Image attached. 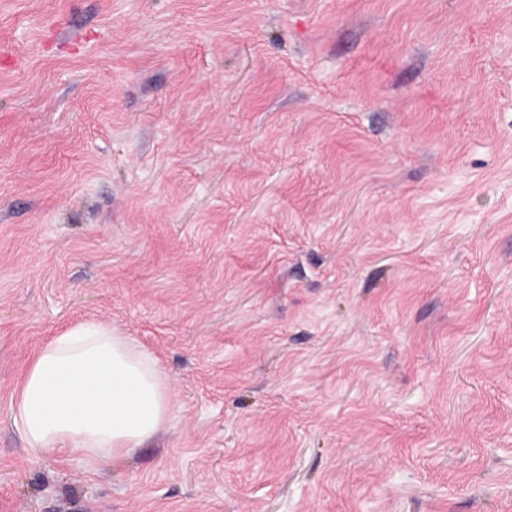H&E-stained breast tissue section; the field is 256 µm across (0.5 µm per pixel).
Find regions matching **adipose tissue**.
Masks as SVG:
<instances>
[{
  "label": "adipose tissue",
  "instance_id": "obj_1",
  "mask_svg": "<svg viewBox=\"0 0 512 512\" xmlns=\"http://www.w3.org/2000/svg\"><path fill=\"white\" fill-rule=\"evenodd\" d=\"M174 399L158 361L100 322L49 339L30 363L12 406L29 451L109 462L170 421Z\"/></svg>",
  "mask_w": 512,
  "mask_h": 512
}]
</instances>
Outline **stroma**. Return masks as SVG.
Here are the masks:
<instances>
[{
  "instance_id": "1",
  "label": "stroma",
  "mask_w": 512,
  "mask_h": 512,
  "mask_svg": "<svg viewBox=\"0 0 512 512\" xmlns=\"http://www.w3.org/2000/svg\"><path fill=\"white\" fill-rule=\"evenodd\" d=\"M90 320L103 468L11 423ZM0 512H512V0H0ZM174 399L158 361L100 322L49 339L30 363L12 406L29 451L107 463L170 421Z\"/></svg>"
}]
</instances>
